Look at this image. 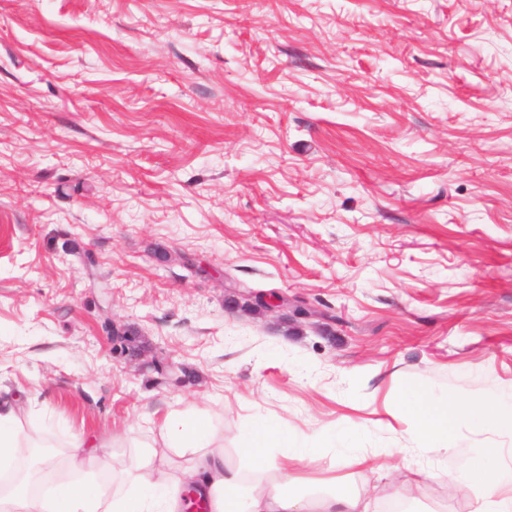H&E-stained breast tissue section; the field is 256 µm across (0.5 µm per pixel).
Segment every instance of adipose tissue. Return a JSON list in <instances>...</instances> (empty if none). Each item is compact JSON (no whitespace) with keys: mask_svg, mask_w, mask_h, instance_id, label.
Masks as SVG:
<instances>
[{"mask_svg":"<svg viewBox=\"0 0 512 512\" xmlns=\"http://www.w3.org/2000/svg\"><path fill=\"white\" fill-rule=\"evenodd\" d=\"M403 412L418 422L426 451L438 455L448 451L454 421L477 417L468 405L441 408L423 399ZM36 425L21 404L0 402V476L12 480L9 489L0 488V512H183L191 484L206 512H367L363 499L335 478L305 477L312 441L268 420L239 431L246 469L226 455L224 433L205 413L185 409L165 415L158 440L134 443L123 468L100 459L95 441L73 437L65 459L41 460L47 478L34 486L21 475L19 455ZM498 455L487 451L496 467L475 512H512V467L498 464Z\"/></svg>","mask_w":512,"mask_h":512,"instance_id":"obj_1","label":"adipose tissue"}]
</instances>
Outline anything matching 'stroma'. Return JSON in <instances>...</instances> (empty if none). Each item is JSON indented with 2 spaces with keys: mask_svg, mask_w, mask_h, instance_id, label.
I'll use <instances>...</instances> for the list:
<instances>
[{
  "mask_svg": "<svg viewBox=\"0 0 512 512\" xmlns=\"http://www.w3.org/2000/svg\"><path fill=\"white\" fill-rule=\"evenodd\" d=\"M0 391L66 442L269 419L435 512L512 451L398 411L512 393V0H0ZM105 328L112 334V353L114 355L130 360L141 355L140 345L133 332L119 329L114 322L111 324L110 321L107 322Z\"/></svg>",
  "mask_w": 512,
  "mask_h": 512,
  "instance_id": "obj_1",
  "label": "stroma"
}]
</instances>
